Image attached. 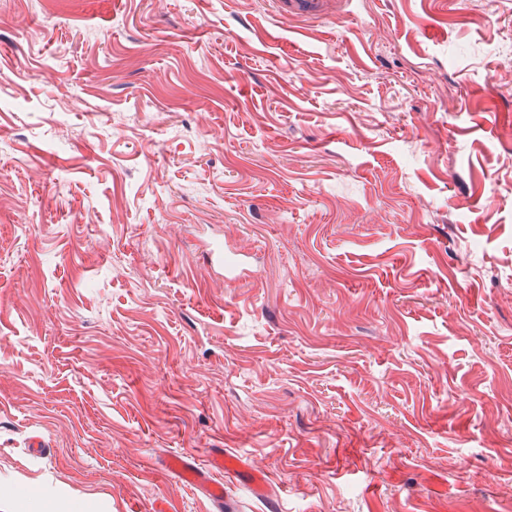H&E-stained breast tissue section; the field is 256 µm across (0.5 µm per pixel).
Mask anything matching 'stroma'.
Segmentation results:
<instances>
[{
    "label": "stroma",
    "mask_w": 512,
    "mask_h": 512,
    "mask_svg": "<svg viewBox=\"0 0 512 512\" xmlns=\"http://www.w3.org/2000/svg\"><path fill=\"white\" fill-rule=\"evenodd\" d=\"M507 113L512 0H0V512H512ZM209 458L210 464L205 465L191 454H167L158 460V466L175 475L186 488L204 493L214 507V512L235 510L224 488V479L218 477L217 471L225 472L237 480L246 474L256 493H267L268 485L264 476L242 460L224 453V449H211Z\"/></svg>",
    "instance_id": "1"
}]
</instances>
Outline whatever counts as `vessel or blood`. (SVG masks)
Returning a JSON list of instances; mask_svg holds the SVG:
<instances>
[{
  "mask_svg": "<svg viewBox=\"0 0 512 512\" xmlns=\"http://www.w3.org/2000/svg\"><path fill=\"white\" fill-rule=\"evenodd\" d=\"M209 463H201L190 454L174 453L161 457L160 469L175 475L188 488L206 495L214 512H231L233 503L224 488L225 476L248 477L256 493L263 494L268 485L263 475L242 460L224 453L223 449H211Z\"/></svg>",
  "mask_w": 512,
  "mask_h": 512,
  "instance_id": "obj_1",
  "label": "vessel or blood"
}]
</instances>
